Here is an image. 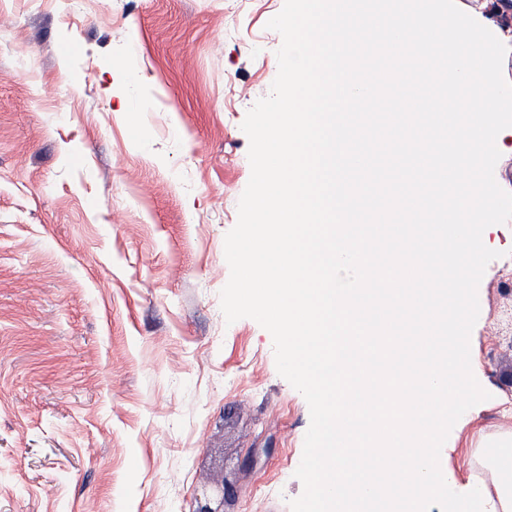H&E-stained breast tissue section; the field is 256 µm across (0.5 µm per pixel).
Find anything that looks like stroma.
<instances>
[{"instance_id":"35a3bbf8","label":"stroma","mask_w":512,"mask_h":512,"mask_svg":"<svg viewBox=\"0 0 512 512\" xmlns=\"http://www.w3.org/2000/svg\"><path fill=\"white\" fill-rule=\"evenodd\" d=\"M497 29L493 0H456ZM284 0H0V512H290L310 425L271 334L226 324V234L251 175ZM470 348L490 398L442 472L512 431V272ZM275 490L272 498L260 486Z\"/></svg>"}]
</instances>
